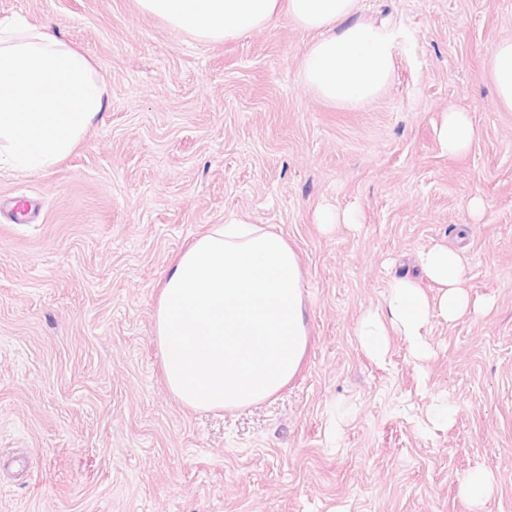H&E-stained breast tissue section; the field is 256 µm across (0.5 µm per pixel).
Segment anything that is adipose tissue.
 I'll return each mask as SVG.
<instances>
[{
  "mask_svg": "<svg viewBox=\"0 0 512 512\" xmlns=\"http://www.w3.org/2000/svg\"><path fill=\"white\" fill-rule=\"evenodd\" d=\"M142 13L205 42L233 41L286 15L313 33L299 68L303 88L326 103L355 107L378 97L394 66V39L383 25L357 16L358 0H136ZM496 103L512 111V41L489 60ZM416 265L440 290L430 302L415 276L394 277L383 311L367 312L357 336L383 358L397 331L425 355L432 318L453 323L470 314L462 253L422 248ZM165 382L183 405L236 410L280 392L308 348L299 260L271 227L241 219L213 225L168 267L153 321Z\"/></svg>",
  "mask_w": 512,
  "mask_h": 512,
  "instance_id": "obj_1",
  "label": "adipose tissue"
}]
</instances>
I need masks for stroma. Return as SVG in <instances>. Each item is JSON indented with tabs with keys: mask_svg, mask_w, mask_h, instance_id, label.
Listing matches in <instances>:
<instances>
[{
	"mask_svg": "<svg viewBox=\"0 0 512 512\" xmlns=\"http://www.w3.org/2000/svg\"><path fill=\"white\" fill-rule=\"evenodd\" d=\"M359 7L395 66L344 109L301 86L311 35L284 17L203 42L135 0H0L85 52L109 98L54 167L0 168V512H512V111L488 77L512 0ZM453 111L476 129L460 155L439 139ZM326 206L357 227L323 228ZM231 216L296 250L309 349L269 400L197 411L165 385L153 317L170 263ZM435 244L462 245L487 310L433 318L426 361L395 334L372 359L362 315ZM437 397L454 416L433 428ZM477 467L497 478L478 510Z\"/></svg>",
	"mask_w": 512,
	"mask_h": 512,
	"instance_id": "stroma-1",
	"label": "stroma"
}]
</instances>
